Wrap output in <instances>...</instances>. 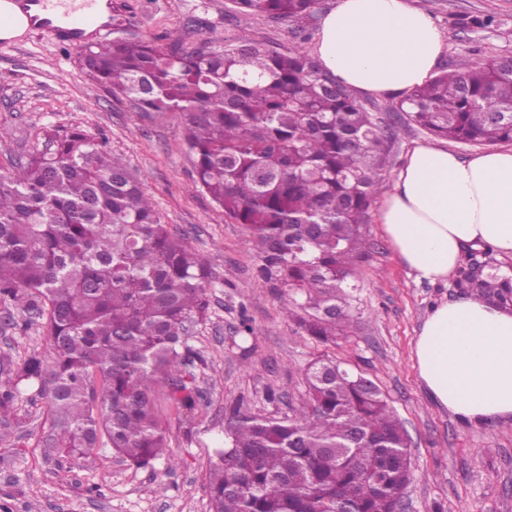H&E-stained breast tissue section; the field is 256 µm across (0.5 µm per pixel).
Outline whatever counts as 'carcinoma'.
Returning <instances> with one entry per match:
<instances>
[{
  "instance_id": "1",
  "label": "carcinoma",
  "mask_w": 512,
  "mask_h": 512,
  "mask_svg": "<svg viewBox=\"0 0 512 512\" xmlns=\"http://www.w3.org/2000/svg\"><path fill=\"white\" fill-rule=\"evenodd\" d=\"M243 14L296 23L287 50L246 30L187 47L140 35L125 0L112 3V39L79 65L114 98L142 112L183 114L197 183L252 232L263 278L291 293L287 316L319 342L354 324L349 282L368 253L363 225L398 137L311 55L319 0H232ZM494 14L460 19L499 27ZM437 139L512 143V60L446 68L394 108ZM206 261L161 223L144 183L81 129L0 173V302L10 325L42 321L49 353L0 362V418L23 388L47 399L40 442L60 469L91 465L104 447L146 468L167 452L155 387L179 414L203 398L189 344L207 318ZM458 295L512 311V265L469 247ZM307 400L284 417L236 412L209 463L210 512H396L413 478L407 432L362 372L319 356L304 370Z\"/></svg>"
}]
</instances>
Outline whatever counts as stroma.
<instances>
[{
	"mask_svg": "<svg viewBox=\"0 0 512 512\" xmlns=\"http://www.w3.org/2000/svg\"><path fill=\"white\" fill-rule=\"evenodd\" d=\"M136 30L151 39H232L246 27L261 41L291 46V22L234 12L231 0H130ZM446 34L437 66L465 69L481 58L512 55V0H411ZM495 13L499 28L465 32L463 15ZM105 22L82 42L64 44L33 28L0 44V173L42 147L48 129L105 135L113 154L144 180L162 223L184 236L209 264L208 318L190 339L207 366L206 400L191 417L160 408L169 454L135 469L104 452L95 467L59 470L38 438L46 404L36 389L18 400V423H0V506L8 512H209V452L224 440L227 418L241 410L281 416L306 399L305 365L327 354L362 370L389 397L410 440L415 478L406 512H512V423L461 422L428 397L413 359L421 325L435 305L453 301L449 284L420 282L404 267L379 224L368 221L366 258L352 276L357 324L322 345L285 308L288 297L263 279L246 225L228 218L197 184L183 119L118 102L80 68L85 44L111 38ZM0 305V360L47 352L41 322L8 326ZM249 319L253 334L241 331Z\"/></svg>",
	"mask_w": 512,
	"mask_h": 512,
	"instance_id": "obj_1",
	"label": "stroma"
}]
</instances>
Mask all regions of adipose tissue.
Listing matches in <instances>:
<instances>
[{
	"label": "adipose tissue",
	"instance_id": "1",
	"mask_svg": "<svg viewBox=\"0 0 512 512\" xmlns=\"http://www.w3.org/2000/svg\"><path fill=\"white\" fill-rule=\"evenodd\" d=\"M446 41L410 0H336L314 51L336 80L363 95L407 93L432 74ZM377 222L416 280L447 281L464 250L487 244L512 259V149L460 158L413 148L385 193ZM431 399L461 421L512 420V312L461 296L435 306L414 345Z\"/></svg>",
	"mask_w": 512,
	"mask_h": 512
}]
</instances>
